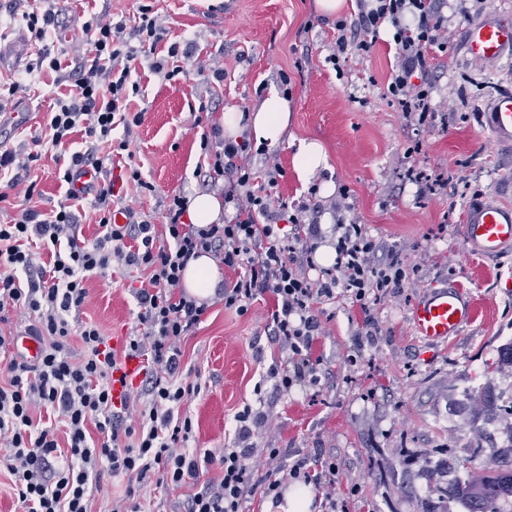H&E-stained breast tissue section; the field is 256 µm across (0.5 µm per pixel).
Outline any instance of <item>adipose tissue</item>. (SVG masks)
Returning a JSON list of instances; mask_svg holds the SVG:
<instances>
[{
	"label": "adipose tissue",
	"instance_id": "adipose-tissue-1",
	"mask_svg": "<svg viewBox=\"0 0 512 512\" xmlns=\"http://www.w3.org/2000/svg\"><path fill=\"white\" fill-rule=\"evenodd\" d=\"M291 120V102L277 91H269L258 106L242 112L229 109L224 114V137L237 141L244 130H251L256 142L278 143L287 131ZM220 272L211 255L200 254L189 260L182 272V286L196 298L213 295Z\"/></svg>",
	"mask_w": 512,
	"mask_h": 512
}]
</instances>
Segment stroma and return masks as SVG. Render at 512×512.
Returning <instances> with one entry per match:
<instances>
[{
  "mask_svg": "<svg viewBox=\"0 0 512 512\" xmlns=\"http://www.w3.org/2000/svg\"><path fill=\"white\" fill-rule=\"evenodd\" d=\"M167 33L155 50L168 66L171 44L192 43L196 55L216 60L224 80L205 84L196 73L168 82L136 65L132 79L140 93L129 104L142 120L129 137L128 154L113 155V171L136 164L152 191L124 185L119 205L163 223L173 194L202 191L200 138L221 125L228 108L249 109L263 90L279 89L281 73L291 78L292 118L281 141L271 145L283 169L277 196L296 205L315 199L319 213L303 220L332 218L336 191H349L346 223L365 225L371 235L404 262L417 267L403 287L371 302L377 336L359 334L362 315L349 302L326 305L327 318L314 354L325 375L319 386L283 394L265 376L272 362L266 316L270 296L258 297L247 315L209 307L202 323L182 343L183 378H202L205 389L187 410L194 422L193 447L218 450L232 442L235 413L264 400L271 419L256 437L311 453L323 448L338 466L335 494L344 512H470L458 497H444L433 483L449 476L464 480L484 461L512 458L501 437L512 422L499 418L497 403L512 387V364L502 356L512 347V253L483 259L468 254L463 224L477 198L512 205V147L496 142L481 118L501 92L512 90V57L494 65L473 61L464 48L467 17L492 16L512 23V0H450L444 12L454 40L447 53L430 59L433 125L408 122L386 94L395 64L387 44L391 28H381L367 57L334 66L328 56L336 40L335 16L320 12L315 0H151ZM57 18L47 42L55 48L60 72L36 73L29 98L16 104L25 120L0 136V145H25L41 153L32 170L38 194L30 204L50 211L64 201L67 186L58 177L57 150L45 141L44 121L56 98L71 88L65 79L76 59L91 58L81 20H131L135 0H54ZM26 0H0V44L20 43L21 59L0 65V83L25 76L36 58L22 19ZM304 141L322 144L327 167L312 183L300 181L294 156ZM421 150L413 157L412 144ZM441 181L436 194L420 196L411 172ZM333 182L336 190L309 196L310 184ZM13 196L0 204V221L19 217L26 204ZM455 283L471 293L481 311L475 322L449 341L428 350L415 335L410 311L432 286ZM140 274L115 268L88 276L89 303L80 320L95 323L105 336H128L139 311L134 290ZM263 383V397L254 386ZM495 440L472 446L477 433ZM191 487L150 485L137 490L142 512H182Z\"/></svg>",
  "mask_w": 512,
  "mask_h": 512,
  "instance_id": "1",
  "label": "stroma"
}]
</instances>
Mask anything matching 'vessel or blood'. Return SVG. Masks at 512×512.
Segmentation results:
<instances>
[{
    "instance_id": "b4317fda",
    "label": "vessel or blood",
    "mask_w": 512,
    "mask_h": 512,
    "mask_svg": "<svg viewBox=\"0 0 512 512\" xmlns=\"http://www.w3.org/2000/svg\"><path fill=\"white\" fill-rule=\"evenodd\" d=\"M465 46L471 58L494 64L512 56V24L480 17L466 27ZM484 126L496 141L512 142V91L496 98L482 116ZM463 240L469 253L494 258L512 251V206L474 200L468 207ZM479 312L477 300L461 286L450 284L428 291L411 310L417 336L427 345L438 346L458 336ZM141 375V361L126 359L112 374V400L121 402L130 393L129 384Z\"/></svg>"
}]
</instances>
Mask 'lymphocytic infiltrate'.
<instances>
[{"label": "lymphocytic infiltrate", "instance_id": "f902f5d3", "mask_svg": "<svg viewBox=\"0 0 512 512\" xmlns=\"http://www.w3.org/2000/svg\"><path fill=\"white\" fill-rule=\"evenodd\" d=\"M444 6L445 0H357L356 17L335 22L328 60L336 64L371 53L381 27H391L396 65L387 93L407 118L434 122L433 88L425 74L429 51L447 52L451 41ZM82 28L94 37L95 56L77 63L74 88L56 99L49 122L52 146L66 144L78 128L88 141L63 163L67 200L51 212L31 207L0 224V323L13 310L33 313L25 333L41 346L34 361L14 354L8 380L0 384V473L8 475L21 512H91L93 485L107 473L133 482L125 497L113 501L111 512H141L135 487L155 480L175 487L200 481L185 512H244L249 497L279 498L283 485L295 481L322 490L325 508L335 512L338 503L328 491L336 482L335 457L259 447L255 433L269 420L263 408L244 406L235 416L233 441L219 452L189 448L193 421L184 407L201 386L180 381L181 346L209 304L182 292L181 273L202 253L235 271V279L219 284L216 297L241 316L258 296L271 294L267 330L277 354L267 377L288 393L321 381L313 345L323 329V304L348 300L364 315L362 330H370L372 298L401 287L410 276L408 266L364 225L336 224L327 238L320 225L302 221L287 202L273 203L282 175L275 154L254 146L249 135L232 142L216 129L201 138L207 161L202 185L233 205L230 219L207 225L186 221V199L175 194L167 202L164 236H157L147 215L129 207L122 210L124 223H114L113 172L99 150L105 144L127 150L128 136L141 122V113L128 111L130 97L139 92L131 79L138 46L125 40L120 22L92 17ZM119 126L125 136L116 141L112 132ZM256 155L263 158L258 167L252 162ZM37 160L31 152L0 151V172L11 173L0 202L12 193L32 200L37 183L30 173ZM89 169L97 176L92 208L103 234L85 245L75 234L79 217L72 203L80 198L73 184ZM32 238L49 248L52 266L37 263L25 249ZM326 241L336 259L321 269L315 257ZM115 266L149 275L135 292L138 322L120 352L108 346L96 324L69 321L88 301L87 274L103 275ZM74 334L82 345L77 356L67 344ZM141 353L150 358L141 393L115 406L112 373L122 358ZM59 423L65 427L62 443ZM254 458L265 463L262 475L249 466ZM215 463L222 468L220 479L203 481Z\"/></svg>", "mask_w": 512, "mask_h": 512}]
</instances>
